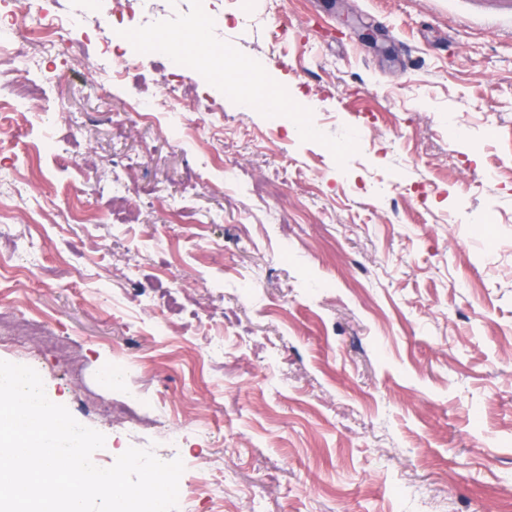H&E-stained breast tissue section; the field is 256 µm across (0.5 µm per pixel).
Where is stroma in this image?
<instances>
[{"label":"stroma","instance_id":"obj_1","mask_svg":"<svg viewBox=\"0 0 512 512\" xmlns=\"http://www.w3.org/2000/svg\"><path fill=\"white\" fill-rule=\"evenodd\" d=\"M200 20L197 51L264 63L283 113L158 52L102 92L101 34L42 57L50 119L0 112V314L71 349L0 332V360L105 435L97 466L233 469L178 512L512 505V0H155L133 26ZM174 79L188 126L129 111ZM116 353L161 403L136 429L98 379Z\"/></svg>","mask_w":512,"mask_h":512}]
</instances>
